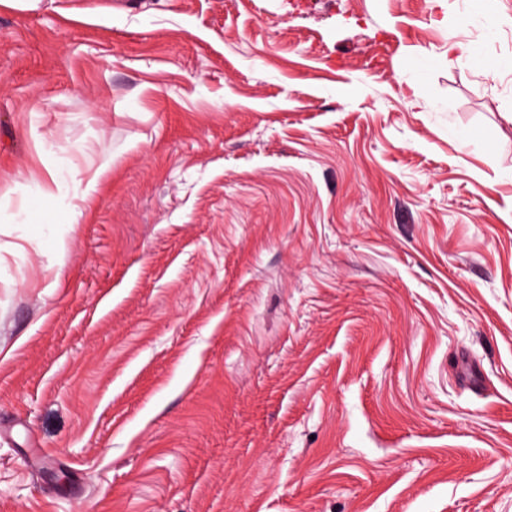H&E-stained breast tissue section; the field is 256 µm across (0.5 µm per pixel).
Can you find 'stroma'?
<instances>
[{"label": "stroma", "instance_id": "1", "mask_svg": "<svg viewBox=\"0 0 512 512\" xmlns=\"http://www.w3.org/2000/svg\"><path fill=\"white\" fill-rule=\"evenodd\" d=\"M510 60L512 0L0 2V512H512ZM110 166V161L103 162L97 166H94V163H91L87 169L86 183L83 189L81 186L84 178H80L78 180L73 179L74 184L80 188L79 195H76L75 197L77 202L72 204L71 212L73 223H78V220L83 216V205L88 201L90 193L96 189L99 179L110 168Z\"/></svg>", "mask_w": 512, "mask_h": 512}]
</instances>
